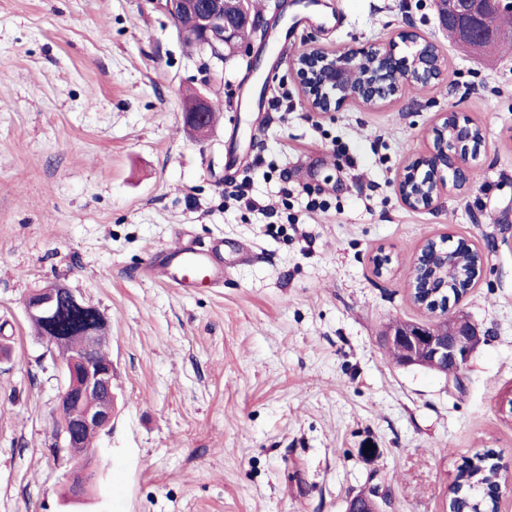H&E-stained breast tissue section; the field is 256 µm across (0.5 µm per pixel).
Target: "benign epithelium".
Listing matches in <instances>:
<instances>
[{
	"mask_svg": "<svg viewBox=\"0 0 512 512\" xmlns=\"http://www.w3.org/2000/svg\"><path fill=\"white\" fill-rule=\"evenodd\" d=\"M165 7L178 30L189 32L198 43L217 57L223 56L224 44L234 41L241 28L254 27L251 10L245 0H166ZM512 8L509 0H437L441 19L462 27L463 43L482 49L488 33L494 28L496 16ZM402 39L412 45L408 55L396 57L392 49L367 45L343 50L311 47L302 51L293 62L301 93L307 107L320 114L336 112L349 103L374 107L402 92L405 83L414 79L429 83L438 81L446 68L435 44L413 32ZM366 65L375 70L358 87L350 85L349 72ZM211 103L205 96L194 99L185 114L187 125L199 134L209 130L208 112ZM475 123L457 121L454 138L448 139V114L433 130V147L429 152L407 165L398 181L402 203L411 209L431 210L448 193V169L457 171L459 185L468 181L470 155ZM74 309L92 310L94 306L77 296L73 290L48 284L35 288L24 298L27 318L44 322L54 319L59 303ZM459 301L436 303L433 314L438 322L433 326L405 324L389 329L386 341L401 352V364L419 365L423 362L447 377H457L481 342L476 326L456 315ZM98 337L88 332L83 336V350L61 360L66 374L55 408L58 423L57 453L74 462L82 475L71 497L82 499L95 481L96 449L84 447L82 435L87 430L102 432L112 423V399L115 372L112 363L96 360ZM95 395L103 402L97 410L83 405L86 396ZM378 490L359 496L350 512H379L375 498Z\"/></svg>",
	"mask_w": 512,
	"mask_h": 512,
	"instance_id": "7a95c632",
	"label": "benign epithelium"
}]
</instances>
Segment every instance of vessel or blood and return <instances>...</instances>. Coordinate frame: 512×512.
<instances>
[{"label":"vessel or blood","instance_id":"vessel-or-blood-1","mask_svg":"<svg viewBox=\"0 0 512 512\" xmlns=\"http://www.w3.org/2000/svg\"><path fill=\"white\" fill-rule=\"evenodd\" d=\"M148 264L164 282L177 288H191L204 279L215 284L224 276V242L216 239L204 248L163 249L154 252Z\"/></svg>","mask_w":512,"mask_h":512}]
</instances>
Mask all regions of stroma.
Listing matches in <instances>:
<instances>
[{"label":"stroma","instance_id":"35a3bbf8","mask_svg":"<svg viewBox=\"0 0 512 512\" xmlns=\"http://www.w3.org/2000/svg\"><path fill=\"white\" fill-rule=\"evenodd\" d=\"M435 2L319 0L336 28L301 0H253L255 30L220 59L185 44L165 0H0V512H346L375 485L383 512H444L474 451L512 472V46L471 55ZM404 31L438 46L440 81L311 117L301 51L402 56ZM198 93L218 109L202 140L182 119ZM443 112L478 122L484 145L464 188L413 210L396 183ZM241 182L246 205L224 197ZM308 186L326 211H307ZM283 201L293 223H270ZM444 235L485 258L457 310L488 338L457 385L384 340L434 323L409 272ZM216 237L219 287L142 271ZM241 245L253 261L233 263ZM50 282L104 314L117 376L81 502L63 499L74 464L52 449L64 375L23 308Z\"/></svg>","mask_w":512,"mask_h":512}]
</instances>
